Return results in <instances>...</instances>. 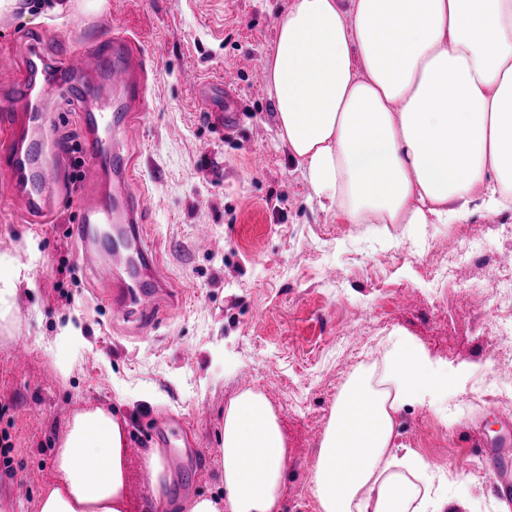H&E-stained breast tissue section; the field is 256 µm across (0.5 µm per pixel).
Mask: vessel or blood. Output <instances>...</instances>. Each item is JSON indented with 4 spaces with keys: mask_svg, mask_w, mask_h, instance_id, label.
<instances>
[{
    "mask_svg": "<svg viewBox=\"0 0 512 512\" xmlns=\"http://www.w3.org/2000/svg\"><path fill=\"white\" fill-rule=\"evenodd\" d=\"M0 70L16 74L12 94L25 109L0 116V132L6 133V148L0 153L10 172V184L24 206L25 216L42 217L54 209L56 192L45 166L36 164L34 146L47 134L45 94L66 76L73 101L83 124L82 150L85 202L75 227L80 241L77 258L104 285V298L114 316H136L152 322L163 302L171 299L149 254L140 242L139 226L152 210L153 198L137 173L126 147L142 133L140 114L150 99L145 58L120 21L108 32H98L89 49L71 51L58 71L47 69L42 60L16 65L14 58L0 53ZM121 96L124 109L113 113L112 96ZM119 225L127 249L104 253L95 239L99 226ZM479 456H500L503 465L493 476L496 495H512V441L482 448Z\"/></svg>",
    "mask_w": 512,
    "mask_h": 512,
    "instance_id": "b4317fda",
    "label": "vessel or blood"
}]
</instances>
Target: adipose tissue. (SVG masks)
Masks as SVG:
<instances>
[{
	"label": "adipose tissue",
	"instance_id": "adipose-tissue-1",
	"mask_svg": "<svg viewBox=\"0 0 512 512\" xmlns=\"http://www.w3.org/2000/svg\"><path fill=\"white\" fill-rule=\"evenodd\" d=\"M280 140L346 224H452L512 211V0H292L266 63ZM465 374L395 331L339 392L311 479L317 512H454L396 416ZM125 422L75 410L39 512H129ZM288 448L261 392L224 409V493L185 512H281Z\"/></svg>",
	"mask_w": 512,
	"mask_h": 512
}]
</instances>
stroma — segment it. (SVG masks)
<instances>
[{
    "mask_svg": "<svg viewBox=\"0 0 512 512\" xmlns=\"http://www.w3.org/2000/svg\"><path fill=\"white\" fill-rule=\"evenodd\" d=\"M290 2L104 0L97 9L64 0L53 13L46 0H18L0 14V51L20 64L36 48L57 64L87 46L90 27L111 29L116 18L144 49L151 104L130 152L155 210L140 234L182 293L151 326L113 320L71 233L83 189L68 144L81 127L66 96H50L48 136L64 156L66 188L47 223L21 220L0 163V270L20 269L34 283L19 291V319L0 328V450L13 468L0 475V500L14 512H38L56 445L71 414L88 406L127 420L132 512H161L140 468L153 447L188 459L170 471L173 499L222 494L224 407L246 389L263 392L286 439L283 512H316L310 484L331 408L359 360H382L395 330L467 372L463 389L398 413V443L427 461L434 492L459 499L458 512H507L490 489L491 462L474 450L512 430V406L484 399L486 386L512 378V338L498 333L512 309L491 288L512 247L500 230L512 212L411 226L341 224L320 209L278 136L266 84L251 80ZM227 73L243 113L225 133L209 110L224 101ZM201 224L209 236L198 235ZM475 234L481 247L469 268L443 276L450 248ZM166 419L178 421L177 437L152 436Z\"/></svg>",
    "mask_w": 512,
    "mask_h": 512,
    "instance_id": "1",
    "label": "stroma"
}]
</instances>
